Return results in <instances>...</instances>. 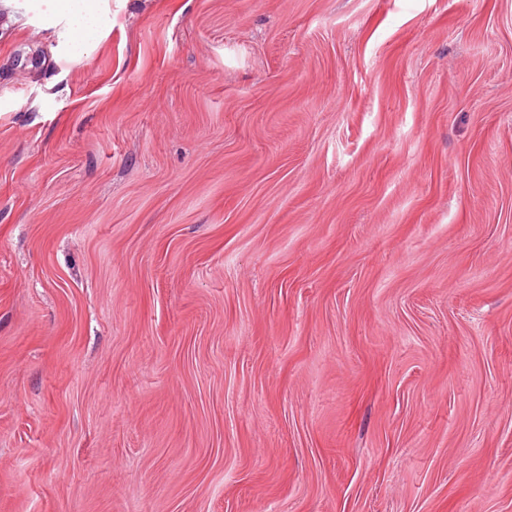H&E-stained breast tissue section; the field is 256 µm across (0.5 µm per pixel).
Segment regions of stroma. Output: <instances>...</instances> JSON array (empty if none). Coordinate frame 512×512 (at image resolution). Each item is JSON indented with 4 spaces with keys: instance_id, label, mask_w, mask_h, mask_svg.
Listing matches in <instances>:
<instances>
[{
    "instance_id": "35a3bbf8",
    "label": "stroma",
    "mask_w": 512,
    "mask_h": 512,
    "mask_svg": "<svg viewBox=\"0 0 512 512\" xmlns=\"http://www.w3.org/2000/svg\"><path fill=\"white\" fill-rule=\"evenodd\" d=\"M0 0V512H512V0ZM66 15L67 36L76 46H82L97 30L99 22L98 0H58Z\"/></svg>"
}]
</instances>
